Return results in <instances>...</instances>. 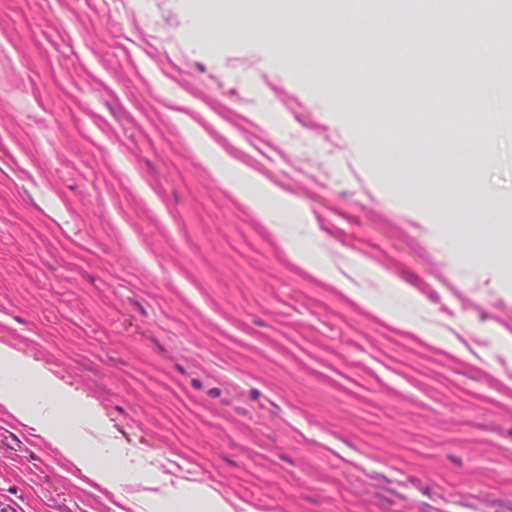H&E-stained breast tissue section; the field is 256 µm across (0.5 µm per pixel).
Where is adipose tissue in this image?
Returning a JSON list of instances; mask_svg holds the SVG:
<instances>
[{
    "label": "adipose tissue",
    "instance_id": "ef3b65f1",
    "mask_svg": "<svg viewBox=\"0 0 512 512\" xmlns=\"http://www.w3.org/2000/svg\"><path fill=\"white\" fill-rule=\"evenodd\" d=\"M0 405L97 483L116 486L145 470L142 458L113 443L112 426L92 399L62 387L39 362L1 344Z\"/></svg>",
    "mask_w": 512,
    "mask_h": 512
}]
</instances>
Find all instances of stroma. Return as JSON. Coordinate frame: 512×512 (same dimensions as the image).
<instances>
[{
    "mask_svg": "<svg viewBox=\"0 0 512 512\" xmlns=\"http://www.w3.org/2000/svg\"><path fill=\"white\" fill-rule=\"evenodd\" d=\"M224 2L0 0V343L225 512H512V229L476 234L512 114L365 17L327 52ZM153 480L87 484L0 406L16 512H137ZM185 497L196 504H203L206 512H223L224 499L214 492L207 484L194 483L184 491Z\"/></svg>",
    "mask_w": 512,
    "mask_h": 512,
    "instance_id": "35a3bbf8",
    "label": "stroma"
}]
</instances>
